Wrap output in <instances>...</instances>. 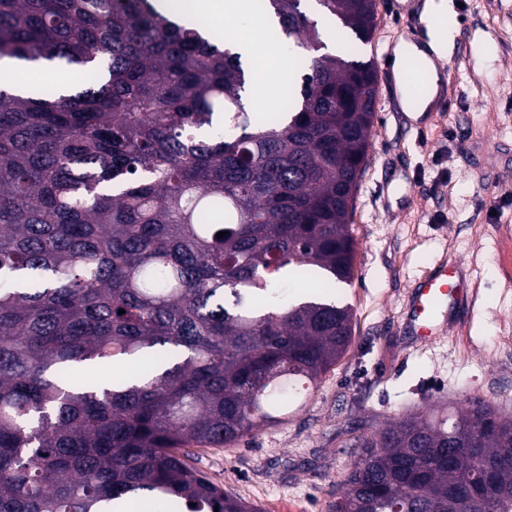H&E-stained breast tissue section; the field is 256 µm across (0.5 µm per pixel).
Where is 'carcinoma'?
Returning a JSON list of instances; mask_svg holds the SVG:
<instances>
[{"instance_id":"obj_1","label":"carcinoma","mask_w":512,"mask_h":512,"mask_svg":"<svg viewBox=\"0 0 512 512\" xmlns=\"http://www.w3.org/2000/svg\"><path fill=\"white\" fill-rule=\"evenodd\" d=\"M256 9L297 51L264 118L200 22L150 0H0V60L83 77L0 91V512H261L191 448L281 423L350 346L352 308L323 292L355 272L378 78L352 54L375 0ZM319 16L353 35L340 53ZM292 279L317 294L281 302ZM358 444L328 512H512V418L479 398ZM480 459L496 498L472 484Z\"/></svg>"}]
</instances>
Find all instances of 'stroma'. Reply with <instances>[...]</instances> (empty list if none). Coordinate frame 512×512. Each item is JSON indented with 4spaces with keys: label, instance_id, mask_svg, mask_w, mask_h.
<instances>
[{
    "label": "stroma",
    "instance_id": "stroma-1",
    "mask_svg": "<svg viewBox=\"0 0 512 512\" xmlns=\"http://www.w3.org/2000/svg\"><path fill=\"white\" fill-rule=\"evenodd\" d=\"M425 2L376 0L359 55L381 80ZM447 3L445 102L419 131L395 118L398 97H378L353 215L355 277L338 291L354 310L351 346L285 423L195 450L197 469L261 512H326L357 436L391 418L475 397L512 417V0ZM445 258L463 265L473 304L418 346L403 328L407 299Z\"/></svg>",
    "mask_w": 512,
    "mask_h": 512
}]
</instances>
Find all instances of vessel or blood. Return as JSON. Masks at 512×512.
<instances>
[{"label":"vessel or blood","mask_w":512,"mask_h":512,"mask_svg":"<svg viewBox=\"0 0 512 512\" xmlns=\"http://www.w3.org/2000/svg\"><path fill=\"white\" fill-rule=\"evenodd\" d=\"M471 304L460 265L437 264L419 278L406 307L405 323L417 342L429 343L442 333L445 315Z\"/></svg>","instance_id":"vessel-or-blood-1"}]
</instances>
